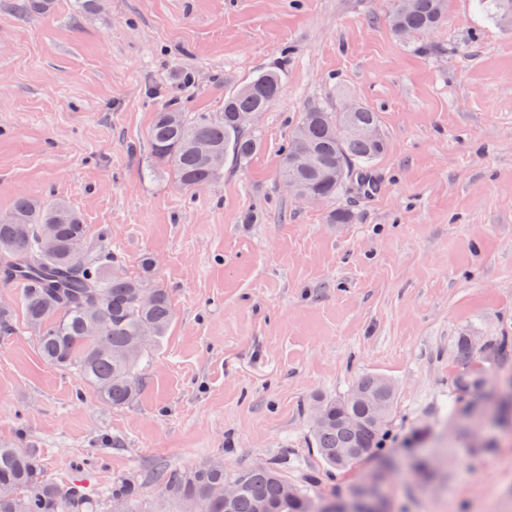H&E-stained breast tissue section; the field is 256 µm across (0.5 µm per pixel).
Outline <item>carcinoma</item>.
<instances>
[{"label": "carcinoma", "instance_id": "obj_1", "mask_svg": "<svg viewBox=\"0 0 512 512\" xmlns=\"http://www.w3.org/2000/svg\"><path fill=\"white\" fill-rule=\"evenodd\" d=\"M493 19L512 22V0H478ZM448 15V0H412L409 7L395 0L386 22L401 40L432 31ZM283 74L266 67L224 95L216 115L189 114L166 107L156 113L148 132L154 164L168 171L184 190H198L224 178V166L199 151L205 145L224 159L243 161L258 148L246 114L265 111L281 92ZM381 128L377 112L351 97L336 110L312 107L303 112L280 154L281 180L296 191L333 199L345 187L360 190L365 176L384 155V133L375 140L351 135L346 125ZM314 159L300 168L292 159L301 151ZM51 241L55 250L43 248ZM0 282L21 286L19 306L36 335L46 363L74 371L103 402L113 407L132 404L140 393V371L167 336L173 310L167 289L146 277L124 272L112 256L103 234L91 235L88 225L59 199L17 198L0 215ZM496 365L512 364V336L491 344ZM453 389L480 390L472 400L480 410L486 395L478 367H468L452 380ZM396 388L388 379L366 374L349 392L321 398L312 409V443L330 470L343 469L383 450L391 421ZM235 485L224 499V485ZM306 484H293L279 463L242 466L228 471L219 461L188 469L163 471L157 476L160 495L156 512H168L169 499L182 501L187 512H325L324 502L312 497ZM138 487L122 482L107 487L103 501L85 495L76 484L58 485L41 475L37 452L0 445V512H99L114 501L134 512ZM379 512L374 499L358 494L336 502L335 512Z\"/></svg>", "mask_w": 512, "mask_h": 512}]
</instances>
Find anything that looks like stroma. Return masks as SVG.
Instances as JSON below:
<instances>
[{"instance_id":"35a3bbf8","label":"stroma","mask_w":512,"mask_h":512,"mask_svg":"<svg viewBox=\"0 0 512 512\" xmlns=\"http://www.w3.org/2000/svg\"><path fill=\"white\" fill-rule=\"evenodd\" d=\"M0 0V211L67 200L133 275L150 256L174 321L139 398L112 407L41 358L17 289L0 335V444L35 449L45 478L92 498L120 479L153 512L158 472L211 462L314 473L321 500L378 487L381 512H512V435L472 434L453 410L455 340L512 336V25L448 0L403 43L393 0H100L45 15ZM281 94L258 151L188 192L147 174V131L175 105L217 112L263 67ZM379 114L381 188L313 204L282 185L278 154L310 106L343 97ZM349 209V224L329 210ZM396 387L384 461L328 474L310 407L362 375Z\"/></svg>"}]
</instances>
